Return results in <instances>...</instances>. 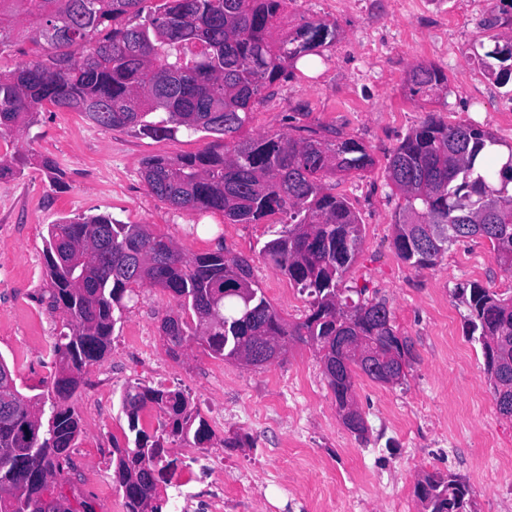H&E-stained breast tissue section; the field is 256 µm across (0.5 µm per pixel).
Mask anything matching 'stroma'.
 <instances>
[{
  "mask_svg": "<svg viewBox=\"0 0 512 512\" xmlns=\"http://www.w3.org/2000/svg\"><path fill=\"white\" fill-rule=\"evenodd\" d=\"M459 0H304L287 9L281 28L303 21L336 27L334 39L301 58L290 76L263 91L247 136L292 137L337 131L356 139L374 164L336 177L335 192L362 224L358 256L340 287L367 289L385 299L397 333L409 337L413 359L397 385L360 375L354 397L367 425L357 435L342 424L314 349L291 342L282 359L262 368L214 358L197 346L169 352L161 318L176 305L168 292L144 287L118 322L107 358L90 366L71 403L81 417L78 447L92 446L81 479L62 491L96 512L123 506L121 489L99 498L97 482L112 477V447H127L128 418L119 394L130 382L188 396L199 418L214 426L203 457L224 465V512H425L415 486L425 474L455 476L470 486V512H512V419L496 406L481 346L467 334V307L458 289L476 282L512 291L482 238L453 244L438 264L420 269L394 248L395 213L402 203L387 183L389 154L428 114L472 123L512 145V96L485 80L476 59L495 34L512 35V14L501 6L458 22ZM499 18L489 28L490 18ZM439 67L448 88L439 100L411 96L413 65ZM208 141L177 135L153 139L133 128L105 129L80 113L44 106L36 123L0 134V158L24 154L22 175L0 179V356L14 367L23 394L44 390L55 373L47 346L63 322L44 299V250L49 224L65 217L109 214L147 224L173 238L188 255L225 246L250 258L253 279L285 322H301L310 299L263 258L271 225L229 224L221 215L178 210L150 194L141 171L152 156L176 158ZM65 174L67 188L50 185L43 159ZM150 337L151 353L128 345ZM223 426H215L216 413ZM238 439L235 448L225 440Z\"/></svg>",
  "mask_w": 512,
  "mask_h": 512,
  "instance_id": "stroma-1",
  "label": "stroma"
}]
</instances>
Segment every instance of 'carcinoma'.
<instances>
[{
	"mask_svg": "<svg viewBox=\"0 0 512 512\" xmlns=\"http://www.w3.org/2000/svg\"><path fill=\"white\" fill-rule=\"evenodd\" d=\"M0 0V53L19 40L32 45L29 59L0 72V132L31 124L50 104L81 113L104 128L137 127L156 139L179 131L223 141L176 159L149 158L148 190L177 209L219 214L230 224H257L277 212L288 216L270 231L260 253L306 292L310 314L286 324L253 287L250 259L226 246L188 256L166 235L145 224H122L110 215L63 218L49 225L44 253L48 305L66 331L52 346L51 387L28 397L0 356V512H44L47 485L56 498L67 481L81 418L69 400L88 366L103 361L115 326L136 290L155 286L176 300L177 327L168 350L197 344L215 358L251 351L262 340L309 344L322 354L338 409L352 401L358 372L372 377L343 347L344 337L385 353L409 344L391 324L381 301L342 296V274L361 244V224L326 180L373 165L352 138L258 135L239 140L262 91L299 59L322 46L334 30L306 21L274 35L288 0ZM485 57L502 86L512 82V37L495 40ZM410 95L437 97L447 78L434 66L409 72ZM500 141L467 123L448 124L430 114L388 158L390 184L404 200L395 218L394 247L405 262L430 268L453 243L487 239L496 264L512 272V150L499 171L491 154ZM26 158L0 160V178L23 173ZM467 333L481 345L501 415H512V294L477 283L462 289ZM135 448L116 454L115 480L125 490L126 512H162L167 503L155 483L133 475L163 461L164 437L199 447L212 436L193 427L190 403L180 391L130 383L120 395ZM155 405L164 415L161 434L139 428L140 411ZM416 494L428 512H467L470 490L451 477L427 474Z\"/></svg>",
	"mask_w": 512,
	"mask_h": 512,
	"instance_id": "carcinoma-1",
	"label": "carcinoma"
}]
</instances>
